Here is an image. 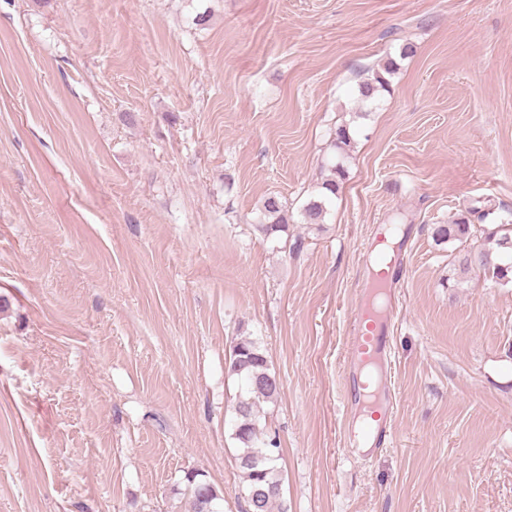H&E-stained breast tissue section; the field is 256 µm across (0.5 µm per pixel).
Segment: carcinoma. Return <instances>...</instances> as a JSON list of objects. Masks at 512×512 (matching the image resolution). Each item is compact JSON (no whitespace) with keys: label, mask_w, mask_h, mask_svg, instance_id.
Segmentation results:
<instances>
[{"label":"carcinoma","mask_w":512,"mask_h":512,"mask_svg":"<svg viewBox=\"0 0 512 512\" xmlns=\"http://www.w3.org/2000/svg\"><path fill=\"white\" fill-rule=\"evenodd\" d=\"M397 63L390 59L381 71L359 84L361 100L367 102L388 89V76L392 75ZM344 170L340 164L331 166L330 175L321 183V199L312 200L301 210L302 223L321 224L327 214V204L336 195ZM288 227V210L276 196L264 199L257 230L266 237L283 232ZM471 235L470 220L461 217L447 224H437L433 236L438 243L461 241ZM487 244L475 249L463 258L461 271L475 269L497 281H512V219L501 222L486 231ZM225 369L237 377L241 391L235 406L233 423L234 439L238 443L237 463L246 481L248 509H253L252 500L260 502L256 512H273L276 502L281 499L282 479L275 465L279 457V444L271 438H259L258 411L256 400L276 399L279 382L271 373L267 357L258 342L248 336L235 341L225 361ZM192 498V512H218L216 502L220 494L207 482L188 477Z\"/></svg>","instance_id":"cac0c4a2"}]
</instances>
